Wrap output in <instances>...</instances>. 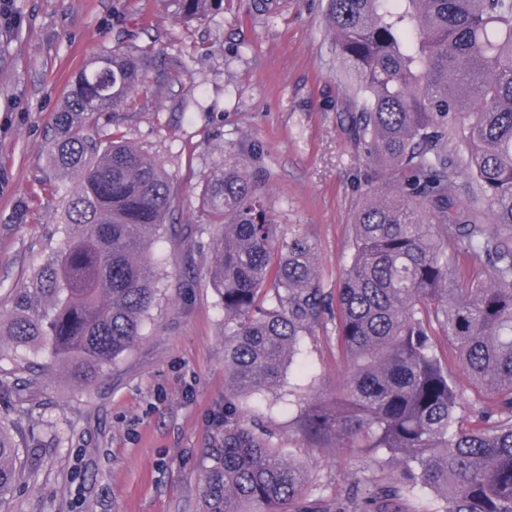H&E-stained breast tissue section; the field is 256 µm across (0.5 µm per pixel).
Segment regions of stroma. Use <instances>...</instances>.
<instances>
[{
	"mask_svg": "<svg viewBox=\"0 0 512 512\" xmlns=\"http://www.w3.org/2000/svg\"><path fill=\"white\" fill-rule=\"evenodd\" d=\"M325 4L274 0L264 17L254 0H211L205 17L185 23L163 0H11L17 23L0 28V322L62 242L58 200L41 188L46 134L71 77L103 50L150 45L170 72L149 82L119 130L171 173L179 206L153 246L163 278L134 346L82 386L48 365L37 388L0 389V422L21 462H37L0 512H200L209 452L224 445V308L209 281L204 186L225 159L245 162L273 223L310 239L319 284L332 292L358 205L393 183L352 145ZM346 376L334 330L320 329L283 385L242 402L247 423L272 432L331 503L347 473L389 470L387 457L310 447L288 390L323 399Z\"/></svg>",
	"mask_w": 512,
	"mask_h": 512,
	"instance_id": "stroma-1",
	"label": "stroma"
}]
</instances>
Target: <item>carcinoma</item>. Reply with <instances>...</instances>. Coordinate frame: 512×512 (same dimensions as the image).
Masks as SVG:
<instances>
[{
	"label": "carcinoma",
	"mask_w": 512,
	"mask_h": 512,
	"mask_svg": "<svg viewBox=\"0 0 512 512\" xmlns=\"http://www.w3.org/2000/svg\"><path fill=\"white\" fill-rule=\"evenodd\" d=\"M167 2L190 20L211 0ZM325 21L349 78L353 146L395 184L356 211L350 263L329 296L315 247L271 222L244 163L205 185L226 388L224 447L209 454L201 512H306L304 468L248 427L239 400L277 387L302 338L328 321L348 376L329 400L288 392L303 440H345L394 463L355 472L336 512H407L420 493L423 512H512V0H326ZM153 62L149 47H115L71 78L44 183L60 198L63 241L0 326L79 384L134 345L159 292L151 245L178 205L173 178L123 137L98 133L106 113L120 125ZM463 176L465 210L453 196ZM465 266L484 278L465 283ZM1 361L0 387L39 384L36 364ZM18 454L0 424V498L22 476Z\"/></svg>",
	"instance_id": "carcinoma-1"
}]
</instances>
